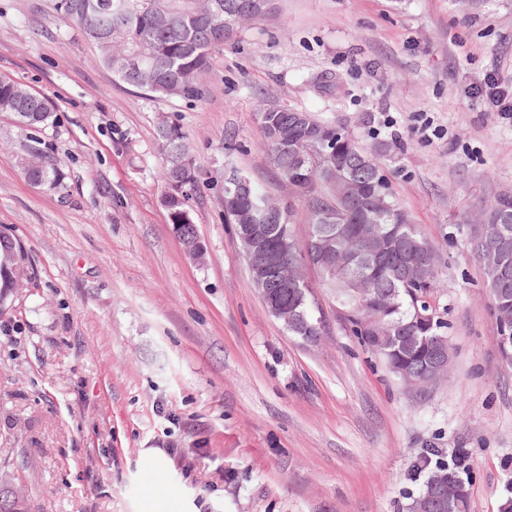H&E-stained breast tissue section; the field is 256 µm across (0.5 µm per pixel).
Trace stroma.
<instances>
[{
  "label": "stroma",
  "instance_id": "obj_1",
  "mask_svg": "<svg viewBox=\"0 0 512 512\" xmlns=\"http://www.w3.org/2000/svg\"><path fill=\"white\" fill-rule=\"evenodd\" d=\"M56 0H0V76L48 95L53 124L0 112V231L27 253L0 316V471L30 512H407L422 455L470 453L469 512L512 495V366L465 224L512 191V121L472 91L512 88V0H277L216 50L201 99H159L98 60ZM305 110L387 143L399 204L441 260L447 380L413 395L336 322L319 343L265 308L232 225L224 166L287 198L258 110ZM205 185L190 259L160 204V117ZM56 161L63 191L16 164ZM158 448L166 471L140 464ZM157 485L150 495L147 485Z\"/></svg>",
  "mask_w": 512,
  "mask_h": 512
}]
</instances>
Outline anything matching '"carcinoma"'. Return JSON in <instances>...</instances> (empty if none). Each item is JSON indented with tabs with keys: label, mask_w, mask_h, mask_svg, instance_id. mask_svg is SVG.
<instances>
[{
	"label": "carcinoma",
	"mask_w": 512,
	"mask_h": 512,
	"mask_svg": "<svg viewBox=\"0 0 512 512\" xmlns=\"http://www.w3.org/2000/svg\"><path fill=\"white\" fill-rule=\"evenodd\" d=\"M253 0H57L59 16L80 26L98 46V60L121 81L160 98L200 99L202 76L212 52L232 39L244 25L265 16ZM138 61L143 74L133 75L125 62ZM0 112L13 114L27 126L53 121L49 99L10 78H0ZM303 121L283 120L277 132L260 122L262 148L281 182L293 189L300 209L288 207V225L302 220L308 240L320 235L336 240L342 252L337 266L316 265L320 287L336 304V321L367 353L383 360L396 377L406 372L427 374L435 349L447 338L448 322L433 303L442 269L438 254L419 225L395 201L384 173L386 155L367 149L340 124L300 111ZM158 139L164 186L160 203L172 227L192 224V200L201 193V174L186 146V134L167 119L160 120ZM17 163L36 185L61 190L64 184L54 164L30 168L28 154ZM265 193L251 183L248 194L224 210V223L248 224L258 215ZM512 216V195L501 193L488 204L484 217ZM482 265L498 327L503 358L512 364V272L500 277V261L512 265V220L498 235L472 233L468 239ZM20 242L0 232V315L6 313L23 272ZM367 286L361 296L357 289ZM280 308L307 313L308 324L288 327L294 336H318L322 317L312 286L277 289ZM428 470L412 509L419 512L432 481L452 479L464 487L457 512H469V453L457 451L451 464L427 458Z\"/></svg>",
	"instance_id": "1"
}]
</instances>
